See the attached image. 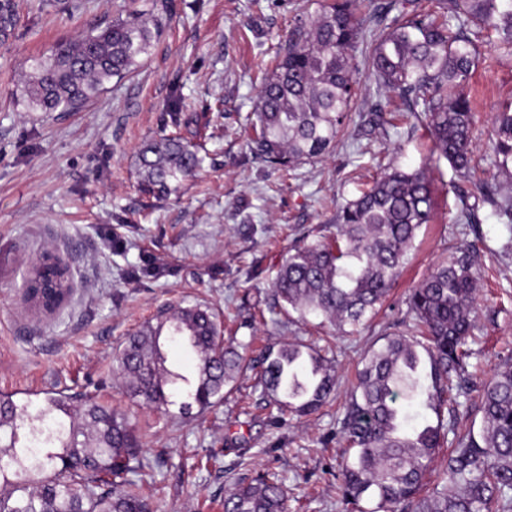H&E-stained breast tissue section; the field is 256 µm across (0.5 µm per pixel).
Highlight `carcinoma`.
Returning a JSON list of instances; mask_svg holds the SVG:
<instances>
[{"label": "carcinoma", "instance_id": "obj_1", "mask_svg": "<svg viewBox=\"0 0 512 512\" xmlns=\"http://www.w3.org/2000/svg\"><path fill=\"white\" fill-rule=\"evenodd\" d=\"M142 2L143 8L59 42L48 59L31 65L21 91L35 111L80 112L106 83L134 72L166 22L155 0ZM317 2L288 31L262 78L251 116L254 153L283 167L327 153L357 97L353 52L359 49L377 88L422 122L458 176H471L474 115L464 88L482 32L496 34L498 47L512 53V0H443L438 15L403 2L376 38L358 15L360 0ZM13 24L14 5L0 0V33ZM493 127L494 166L511 179L512 104L495 115ZM201 162L177 134L151 141L139 152L140 191L164 199ZM459 201L471 215L489 205L502 223L512 224V196L499 197L483 182ZM432 210L425 171L385 167L339 208L335 231L282 257L272 283L281 307L339 329L363 324L388 296ZM476 259L470 246L438 265L409 293L408 334L366 352L336 431L345 512H512V356L479 390L480 430L455 436L446 466L424 491L453 431L459 398L472 391L468 338L478 294ZM163 338L192 354V377L166 367ZM243 348L224 344L210 308L170 305L128 337L113 371L126 394L149 407L167 411L183 384L188 401L180 409L204 410L246 369ZM260 365L267 405L282 415L308 416L334 395L333 363L314 347L270 349ZM402 393L438 417L448 413L449 421L433 426L420 412L398 406ZM141 448L126 418L95 400L78 411L64 393L22 404L1 395L0 512H150L129 478L138 473ZM364 501L376 505L368 510ZM224 512H287L282 480L263 473L239 485L224 499Z\"/></svg>", "mask_w": 512, "mask_h": 512}]
</instances>
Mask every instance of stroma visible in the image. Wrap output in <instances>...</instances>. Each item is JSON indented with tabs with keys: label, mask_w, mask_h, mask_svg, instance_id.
<instances>
[{
	"label": "stroma",
	"mask_w": 512,
	"mask_h": 512,
	"mask_svg": "<svg viewBox=\"0 0 512 512\" xmlns=\"http://www.w3.org/2000/svg\"><path fill=\"white\" fill-rule=\"evenodd\" d=\"M16 23L0 36V394L43 400L63 391L125 414L143 442L137 490L153 512H224L241 482L276 471L288 512H342L336 481L337 421L357 363L371 345L404 331L407 296L458 247L480 243L478 338L468 371L481 386L512 354V226L490 206L475 226L460 219L470 190L415 118L384 129L373 78L344 132L319 159L288 170L257 158L249 117L279 40L309 0H166L170 17L137 73L109 83L83 112H33L18 88L28 61L127 9L126 0H16ZM466 92L475 112L478 178L512 196L493 165L492 122L512 100V54L482 45ZM181 100L173 113L169 105ZM180 132L203 163L177 192L155 200L138 189L140 146ZM426 168L433 217L379 312L351 334L300 321L277 303L272 281L287 248L325 234L338 204L358 196L379 165ZM120 240L105 246L106 235ZM51 252L70 263V291L46 313L26 295L32 262ZM210 306L224 335L248 358L285 342L328 340L337 394L318 413L270 412L256 372L225 386L215 407L160 413L129 399L113 357L165 304Z\"/></svg>",
	"instance_id": "35a3bbf8"
}]
</instances>
